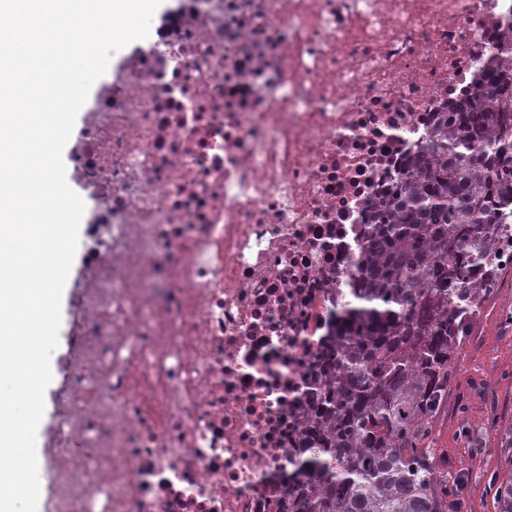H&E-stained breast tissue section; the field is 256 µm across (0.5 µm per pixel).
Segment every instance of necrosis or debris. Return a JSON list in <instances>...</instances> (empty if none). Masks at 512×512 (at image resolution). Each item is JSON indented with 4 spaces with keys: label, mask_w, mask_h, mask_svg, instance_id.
<instances>
[{
    "label": "necrosis or debris",
    "mask_w": 512,
    "mask_h": 512,
    "mask_svg": "<svg viewBox=\"0 0 512 512\" xmlns=\"http://www.w3.org/2000/svg\"><path fill=\"white\" fill-rule=\"evenodd\" d=\"M512 0H179L87 107L45 512H288L328 324ZM84 223V232L78 240V247L76 251V255L70 270L69 280L70 286L67 292L65 299L62 302V312H61V326L59 330V346L56 351L53 353L51 360L54 367V379L45 394V417L44 423L41 431V448H42V458H43V466H44V455L43 448H46V440L48 436V428L52 420V404H51V396L58 387L61 380V371L59 365L57 363V355L63 352L66 348L67 338H68V329L70 323V315L75 304V294L79 284V280L84 272L85 263H86V243L89 235V226L85 222V217L83 214L82 220Z\"/></svg>",
    "instance_id": "necrosis-or-debris-1"
}]
</instances>
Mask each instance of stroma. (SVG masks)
Returning a JSON list of instances; mask_svg holds the SVG:
<instances>
[{"label": "stroma", "instance_id": "obj_1", "mask_svg": "<svg viewBox=\"0 0 512 512\" xmlns=\"http://www.w3.org/2000/svg\"><path fill=\"white\" fill-rule=\"evenodd\" d=\"M512 266L484 302L456 364L448 405L434 423L436 448L450 480H463V512H496L487 479L512 440ZM497 417L496 431L488 418Z\"/></svg>", "mask_w": 512, "mask_h": 512}]
</instances>
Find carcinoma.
I'll list each match as a JSON object with an SVG mask.
<instances>
[{
  "instance_id": "obj_1",
  "label": "carcinoma",
  "mask_w": 512,
  "mask_h": 512,
  "mask_svg": "<svg viewBox=\"0 0 512 512\" xmlns=\"http://www.w3.org/2000/svg\"><path fill=\"white\" fill-rule=\"evenodd\" d=\"M363 253L326 367L317 424L295 449L288 512H462L435 448L456 359L512 264V62L489 63L427 152L405 161ZM493 473L512 512V455Z\"/></svg>"
}]
</instances>
